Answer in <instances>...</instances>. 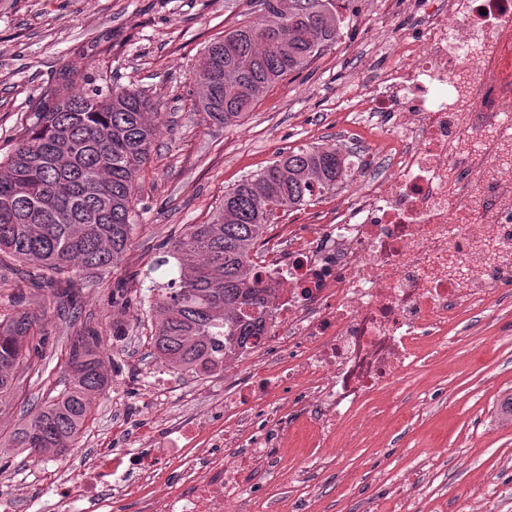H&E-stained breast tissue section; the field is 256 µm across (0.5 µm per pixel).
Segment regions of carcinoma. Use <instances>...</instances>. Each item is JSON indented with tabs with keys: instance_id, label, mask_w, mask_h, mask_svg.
Masks as SVG:
<instances>
[{
	"instance_id": "1",
	"label": "carcinoma",
	"mask_w": 512,
	"mask_h": 512,
	"mask_svg": "<svg viewBox=\"0 0 512 512\" xmlns=\"http://www.w3.org/2000/svg\"><path fill=\"white\" fill-rule=\"evenodd\" d=\"M261 15L210 43L193 73L214 125L235 126L274 84L305 69L343 27L332 0H257ZM161 105L140 93L104 89L83 67L63 63L15 149L0 162V253L43 273L77 275L118 263L134 244L136 178L147 159ZM351 151L306 147L245 176L224 194L209 224H187L164 243L166 267L148 300L155 355L172 372L208 376L266 335L270 287L257 258L268 228L353 178ZM175 269H167L170 260ZM46 336L35 316L0 320V402L15 390L16 370L37 368ZM95 331L70 346L71 388L34 409L0 445L38 458L72 447L97 396L112 383Z\"/></svg>"
}]
</instances>
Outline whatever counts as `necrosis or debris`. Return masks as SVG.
Listing matches in <instances>:
<instances>
[{
  "mask_svg": "<svg viewBox=\"0 0 512 512\" xmlns=\"http://www.w3.org/2000/svg\"><path fill=\"white\" fill-rule=\"evenodd\" d=\"M396 53L359 94L386 118L376 141L394 178L369 177L365 153L342 205L274 245L269 332L224 364L250 382L211 414L162 412L140 451L53 479L68 512L132 496L140 512H232L269 479L307 484L357 447L373 394L409 392L449 326L512 287V0H437Z\"/></svg>",
  "mask_w": 512,
  "mask_h": 512,
  "instance_id": "necrosis-or-debris-1",
  "label": "necrosis or debris"
}]
</instances>
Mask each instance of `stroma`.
<instances>
[{
  "mask_svg": "<svg viewBox=\"0 0 512 512\" xmlns=\"http://www.w3.org/2000/svg\"><path fill=\"white\" fill-rule=\"evenodd\" d=\"M334 5L345 19L336 44L224 128L195 114L193 72L209 42L254 12L253 0H0V159L66 59L102 84L159 101L165 119L136 181L135 245L111 270L82 274L75 303L32 285L28 267L0 258V310L40 316L47 337L38 370L18 372L14 393L0 403V432L69 387L66 352L88 330L102 336L115 383L63 457L36 462L19 448L0 452V512H66L44 490L50 477L77 475L104 448L136 449V430L154 421L148 377L166 373L167 406L185 417L220 405L225 389L247 382L244 373H167L149 340L143 272L169 237L210 223L225 191L279 153L340 143L374 149L371 122L356 125L347 115L358 90L397 63L392 42L417 32L426 14L413 0L393 12L386 0L371 9L363 0ZM117 288L132 298L130 309L113 305ZM448 336L449 354L431 357L415 377L431 389V401L410 402L392 420L373 418L359 448L316 468L307 486L271 485L267 512H463L472 500L512 512V425L500 411L512 396V288L465 314Z\"/></svg>",
  "mask_w": 512,
  "mask_h": 512,
  "instance_id": "35a3bbf8",
  "label": "stroma"
}]
</instances>
